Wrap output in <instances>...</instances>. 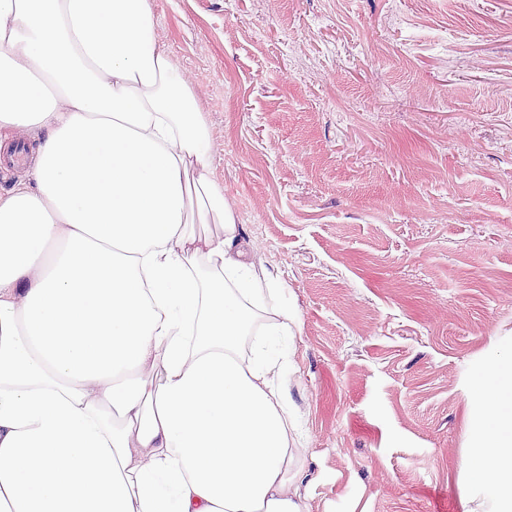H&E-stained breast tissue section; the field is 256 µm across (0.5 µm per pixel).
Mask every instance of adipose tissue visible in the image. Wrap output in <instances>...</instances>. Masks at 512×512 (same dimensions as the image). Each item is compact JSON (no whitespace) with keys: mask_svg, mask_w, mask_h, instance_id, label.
I'll return each mask as SVG.
<instances>
[{"mask_svg":"<svg viewBox=\"0 0 512 512\" xmlns=\"http://www.w3.org/2000/svg\"><path fill=\"white\" fill-rule=\"evenodd\" d=\"M21 129L42 139L0 195V512H306L296 316L147 0H0V134ZM465 425L463 512H512L511 341Z\"/></svg>","mask_w":512,"mask_h":512,"instance_id":"ef3b65f1","label":"adipose tissue"}]
</instances>
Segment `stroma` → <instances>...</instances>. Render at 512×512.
Wrapping results in <instances>:
<instances>
[{
    "label": "stroma",
    "mask_w": 512,
    "mask_h": 512,
    "mask_svg": "<svg viewBox=\"0 0 512 512\" xmlns=\"http://www.w3.org/2000/svg\"><path fill=\"white\" fill-rule=\"evenodd\" d=\"M297 317L307 512H463L512 339V0H148Z\"/></svg>",
    "instance_id": "35a3bbf8"
}]
</instances>
